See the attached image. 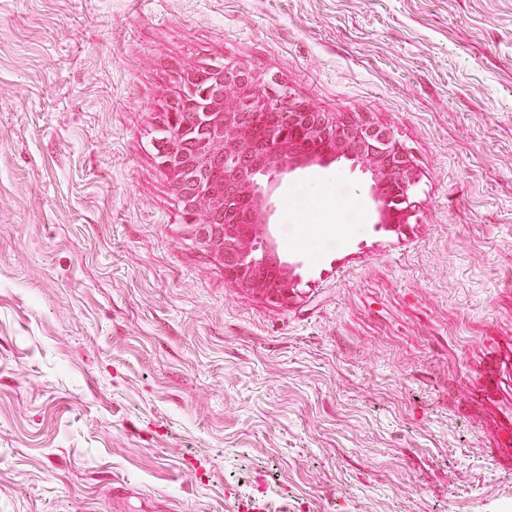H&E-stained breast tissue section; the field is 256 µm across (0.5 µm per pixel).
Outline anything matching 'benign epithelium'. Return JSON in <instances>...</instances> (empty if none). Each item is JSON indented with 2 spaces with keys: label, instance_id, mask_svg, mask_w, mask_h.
<instances>
[{
  "label": "benign epithelium",
  "instance_id": "1",
  "mask_svg": "<svg viewBox=\"0 0 512 512\" xmlns=\"http://www.w3.org/2000/svg\"><path fill=\"white\" fill-rule=\"evenodd\" d=\"M255 70L227 63L216 73L211 89L196 96L195 77L181 78L168 122L173 127L164 163L174 173L182 199L200 213L194 234L224 247V275L243 280L244 266H264L274 259L270 247L249 245L247 228L266 223L268 187L264 179L273 170H293L314 159L300 153L280 131V116L289 124H302L310 132L327 138L337 133L344 156L377 172L380 167L401 172L389 194L377 200L391 212L393 222L407 220L412 207L414 178L411 160L391 132L364 120L331 121L296 102L267 95ZM271 116L265 134L255 126V117ZM224 173L214 182L212 174Z\"/></svg>",
  "mask_w": 512,
  "mask_h": 512
}]
</instances>
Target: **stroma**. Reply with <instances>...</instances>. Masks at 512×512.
I'll return each instance as SVG.
<instances>
[{
  "mask_svg": "<svg viewBox=\"0 0 512 512\" xmlns=\"http://www.w3.org/2000/svg\"><path fill=\"white\" fill-rule=\"evenodd\" d=\"M210 61L390 129L408 221L331 154L287 300L226 279L152 148ZM0 512H512V0H0Z\"/></svg>",
  "mask_w": 512,
  "mask_h": 512,
  "instance_id": "35a3bbf8",
  "label": "stroma"
}]
</instances>
